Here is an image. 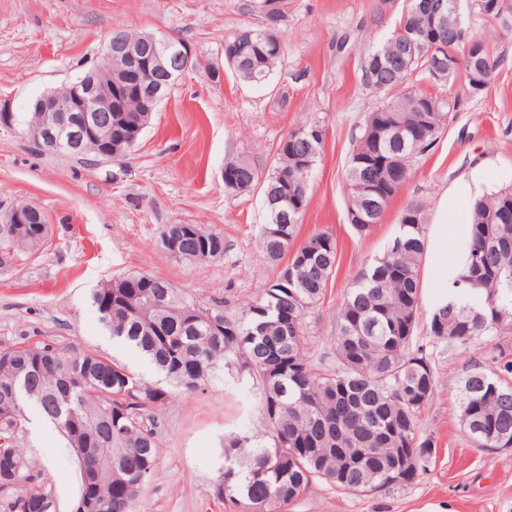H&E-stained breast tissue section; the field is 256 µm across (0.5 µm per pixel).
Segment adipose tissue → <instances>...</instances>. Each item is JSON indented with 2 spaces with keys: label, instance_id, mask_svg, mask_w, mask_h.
I'll return each mask as SVG.
<instances>
[{
  "label": "adipose tissue",
  "instance_id": "obj_1",
  "mask_svg": "<svg viewBox=\"0 0 512 512\" xmlns=\"http://www.w3.org/2000/svg\"><path fill=\"white\" fill-rule=\"evenodd\" d=\"M466 189H459L454 194L442 197L438 206L439 220L431 226L430 236L426 242L425 258L429 273L428 285L434 293L431 297L433 306H440L448 299V285L453 281L462 264L461 257L449 251L448 242L462 232L461 227L448 221L450 211L464 207Z\"/></svg>",
  "mask_w": 512,
  "mask_h": 512
}]
</instances>
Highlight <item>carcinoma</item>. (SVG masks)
Masks as SVG:
<instances>
[{
    "mask_svg": "<svg viewBox=\"0 0 512 512\" xmlns=\"http://www.w3.org/2000/svg\"><path fill=\"white\" fill-rule=\"evenodd\" d=\"M265 12L262 29L240 28L224 39V61L236 76L264 84L284 56L277 29L282 0ZM441 0H407L395 28L362 61L366 87L388 95L367 113L348 161V221L361 236L379 223L407 183L417 158L453 119L456 99L413 88L416 77L444 88L464 72L468 88H486L499 62L486 34L466 24L457 40L431 50L424 8ZM460 11L485 19L501 16L494 0H458ZM416 36L415 53L393 66L403 35ZM479 52L467 55L465 42ZM461 64L432 78L434 55ZM137 120L135 112H99L100 135ZM34 147L42 138L35 112L22 116ZM325 143L317 124L299 126L279 143L276 165L263 183L267 223L258 234L261 258L288 265L234 313L220 301L200 305L184 289L146 273L112 276L92 293L100 321L114 338L137 350L171 383L197 390L226 376L258 390L265 420L259 435L224 440V472L216 496L241 512H281L319 479L350 493L370 494L414 481L436 454L434 440L419 431L432 402L436 374L423 349L413 348L421 314L420 265L426 241L423 207L410 203L399 216L391 247L362 273L336 313V368L309 361L302 321L321 299L339 265L336 239L327 231L298 241L309 202L310 180ZM257 180L253 166H224L232 192ZM49 225H28L9 236L0 227L3 258L33 254ZM161 236L179 241L177 259L224 258V235L194 224L165 225ZM466 261L448 289V304L429 317V336L448 345H477L512 326V186L475 198ZM512 361L491 374L467 371L460 385V419L476 448H512ZM175 395L141 380L123 364L95 352H76L46 342L0 348V490L16 495L8 512H47L49 496L40 467L23 442L29 412L62 434L79 473L72 512L88 498L98 512H136L144 485L161 456L155 413Z\"/></svg>",
    "mask_w": 512,
    "mask_h": 512,
    "instance_id": "1",
    "label": "carcinoma"
}]
</instances>
